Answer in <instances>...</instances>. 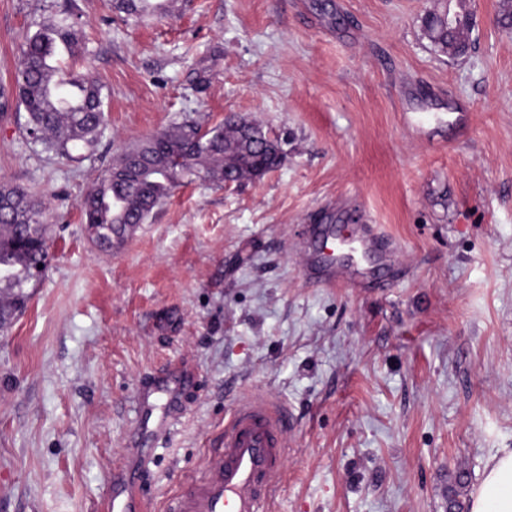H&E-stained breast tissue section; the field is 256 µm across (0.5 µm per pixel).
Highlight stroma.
<instances>
[{
  "label": "stroma",
  "instance_id": "35a3bbf8",
  "mask_svg": "<svg viewBox=\"0 0 512 512\" xmlns=\"http://www.w3.org/2000/svg\"><path fill=\"white\" fill-rule=\"evenodd\" d=\"M49 0H0V81ZM107 128L66 161L0 112V183L46 205L50 261L0 334V512H102L138 465L146 512L201 478L241 401L294 420L268 512H446L457 468L478 481L512 448V29L473 0L462 58L436 54L435 0H184L134 24L76 0ZM236 113L285 138L262 178L192 183L115 250L78 201L130 144ZM382 225L384 288L310 283L311 224ZM195 382L136 448L137 394Z\"/></svg>",
  "mask_w": 512,
  "mask_h": 512
}]
</instances>
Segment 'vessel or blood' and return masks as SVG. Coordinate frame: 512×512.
<instances>
[{"label":"vessel or blood","mask_w":512,"mask_h":512,"mask_svg":"<svg viewBox=\"0 0 512 512\" xmlns=\"http://www.w3.org/2000/svg\"><path fill=\"white\" fill-rule=\"evenodd\" d=\"M313 241L305 257L312 280L345 288H381V267L391 262V239L379 225L353 224L344 234L332 225L310 228ZM179 382L165 381L139 396V434L150 439L168 422L177 405ZM293 429L287 410L262 398L240 402L224 427V439L212 449L205 474L178 495L168 512H266L283 479L281 462ZM106 512H143L130 484L116 483Z\"/></svg>","instance_id":"obj_1"}]
</instances>
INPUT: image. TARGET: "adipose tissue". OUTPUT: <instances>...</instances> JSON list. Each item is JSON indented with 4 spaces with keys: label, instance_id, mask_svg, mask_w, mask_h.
<instances>
[{
    "label": "adipose tissue",
    "instance_id": "obj_1",
    "mask_svg": "<svg viewBox=\"0 0 512 512\" xmlns=\"http://www.w3.org/2000/svg\"><path fill=\"white\" fill-rule=\"evenodd\" d=\"M470 512H512V448L495 449L486 457Z\"/></svg>",
    "mask_w": 512,
    "mask_h": 512
}]
</instances>
